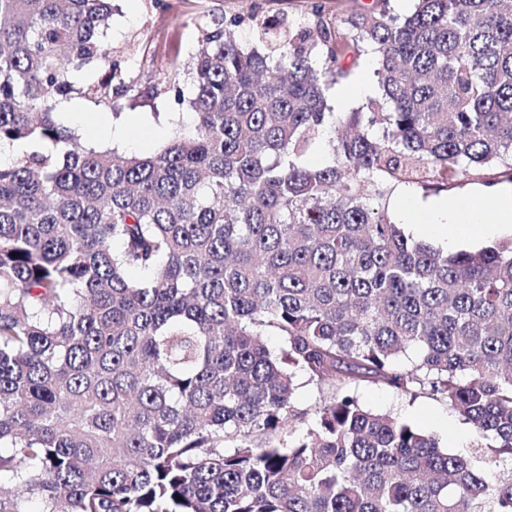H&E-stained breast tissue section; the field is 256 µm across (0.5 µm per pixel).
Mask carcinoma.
<instances>
[{
  "mask_svg": "<svg viewBox=\"0 0 512 512\" xmlns=\"http://www.w3.org/2000/svg\"><path fill=\"white\" fill-rule=\"evenodd\" d=\"M239 2L196 23L190 92L175 61L142 94L112 0H0V148L25 145L0 165V512H512V238L448 253L385 215L402 184L512 182V0ZM365 59L378 97L334 108ZM73 93L172 96L195 132L85 147ZM364 383L446 402L470 454ZM310 0H258L261 11L267 16L287 13L289 16H300L308 11Z\"/></svg>",
  "mask_w": 512,
  "mask_h": 512,
  "instance_id": "cac0c4a2",
  "label": "carcinoma"
}]
</instances>
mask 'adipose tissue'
Listing matches in <instances>:
<instances>
[{
	"mask_svg": "<svg viewBox=\"0 0 512 512\" xmlns=\"http://www.w3.org/2000/svg\"><path fill=\"white\" fill-rule=\"evenodd\" d=\"M431 221L418 226L427 238L446 239L449 246L466 240L505 234L512 231V192H496L494 200H477L474 207L460 210L450 200L437 201L430 214Z\"/></svg>",
	"mask_w": 512,
	"mask_h": 512,
	"instance_id": "1",
	"label": "adipose tissue"
}]
</instances>
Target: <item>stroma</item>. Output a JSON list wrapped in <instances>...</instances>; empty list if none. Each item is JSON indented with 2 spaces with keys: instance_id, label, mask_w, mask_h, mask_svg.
Segmentation results:
<instances>
[{
  "instance_id": "1",
  "label": "stroma",
  "mask_w": 512,
  "mask_h": 512,
  "mask_svg": "<svg viewBox=\"0 0 512 512\" xmlns=\"http://www.w3.org/2000/svg\"><path fill=\"white\" fill-rule=\"evenodd\" d=\"M113 6L115 12L106 41L116 49L133 44L146 46V57L134 59L126 72L127 79L145 88L164 76L172 62L188 63L195 48L199 10L228 15L236 11L238 0H113ZM376 86L374 68L368 64L349 82L335 85L331 96L338 109L349 111L366 101V89ZM71 103V98L67 97L57 107L65 126L81 135L83 142L93 145L97 142L96 126L103 119H110L112 124L128 129V138L119 147L120 152L127 154L159 150L173 134L188 136L194 131L187 106L164 97L144 98L133 107L123 102L116 108L84 100L77 114L71 112ZM356 395L371 410L391 413L437 435L449 452L469 453L471 426L446 403L429 398L412 400L391 389L370 384L360 386Z\"/></svg>"
}]
</instances>
